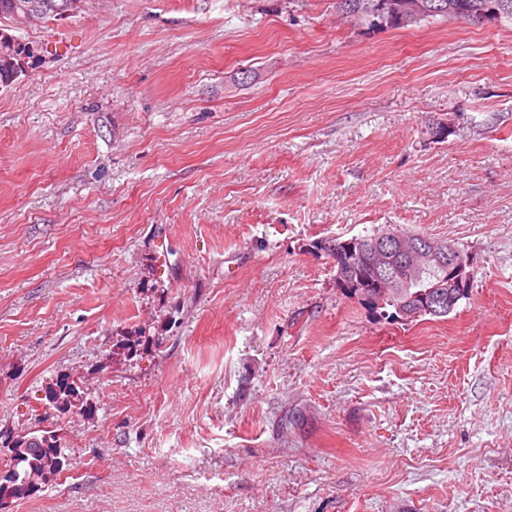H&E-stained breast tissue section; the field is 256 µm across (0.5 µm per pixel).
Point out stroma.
Masks as SVG:
<instances>
[{"instance_id":"35a3bbf8","label":"stroma","mask_w":512,"mask_h":512,"mask_svg":"<svg viewBox=\"0 0 512 512\" xmlns=\"http://www.w3.org/2000/svg\"><path fill=\"white\" fill-rule=\"evenodd\" d=\"M20 36L0 435L70 465L5 512H512V25L86 0ZM388 224L469 255L448 319L374 320L306 248Z\"/></svg>"}]
</instances>
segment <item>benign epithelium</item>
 Here are the masks:
<instances>
[{"mask_svg": "<svg viewBox=\"0 0 512 512\" xmlns=\"http://www.w3.org/2000/svg\"><path fill=\"white\" fill-rule=\"evenodd\" d=\"M395 12V0L379 8L355 12L358 22L367 19L382 23L384 11ZM46 12L41 0H32L21 15H14L0 24V67L10 77L0 84L4 88L27 71L28 62L37 56V47L21 40L14 31L40 23ZM429 13L425 0H410L400 14L402 22L412 26ZM310 249L329 256L335 271L336 286L352 285L353 270L367 268L370 275L360 278L356 298L373 305L377 316L390 315L394 322L410 324L425 315L444 317L453 312L465 289L473 285L470 261L456 244L431 239L420 234L402 232L389 226L371 236L318 239ZM448 269L428 290H422L423 274L433 269Z\"/></svg>", "mask_w": 512, "mask_h": 512, "instance_id": "1", "label": "benign epithelium"}]
</instances>
